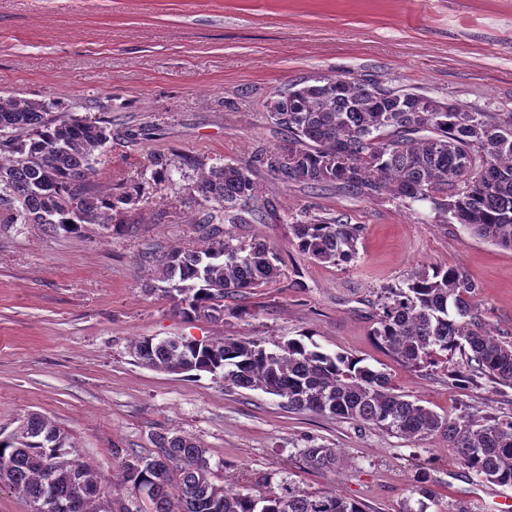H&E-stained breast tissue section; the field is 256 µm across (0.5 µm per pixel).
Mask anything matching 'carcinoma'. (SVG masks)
Listing matches in <instances>:
<instances>
[{
	"label": "carcinoma",
	"instance_id": "1",
	"mask_svg": "<svg viewBox=\"0 0 512 512\" xmlns=\"http://www.w3.org/2000/svg\"><path fill=\"white\" fill-rule=\"evenodd\" d=\"M268 118L288 130V144L264 158L285 183L310 188L336 185L358 197L388 194L424 201L472 236L512 249V111L478 110L414 92L386 88L372 79L321 77L292 86L268 100ZM22 131L19 140L13 132ZM109 140L96 121L50 114L49 104L0 97V221L32 224L50 235L82 234L96 225L123 230L119 216L139 199L141 187L102 194L90 174ZM148 168L158 188L172 182L170 163L152 157ZM184 199L207 207L208 244L172 247L153 257L159 291L187 321L243 316L227 299L252 293L280 277L281 259L265 242L234 244L221 224L262 223L273 210L259 202L251 169L242 163L212 165L183 187ZM297 250L324 264L357 259L361 225L336 219L291 224ZM477 285L458 266L421 270L379 299L376 343L405 367L419 371L439 353L459 354L452 384L479 378L512 388V342L491 335L475 303ZM138 363L172 371L222 374L224 388L273 395L295 412L329 414L418 441L440 434L455 459L486 480L512 486V419L440 415L395 392L388 374L358 357L331 354L302 334L266 347L247 338H189L133 344ZM155 454L124 466L125 481L153 512H364L337 493L313 495L281 478L258 496L232 491L213 480L207 449L183 435H155ZM315 470L336 467V450H302ZM26 498L32 512H112V491L74 451L69 435L48 416L31 412L0 438V485Z\"/></svg>",
	"mask_w": 512,
	"mask_h": 512
}]
</instances>
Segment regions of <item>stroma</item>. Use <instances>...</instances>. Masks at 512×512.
<instances>
[{"label":"stroma","instance_id":"35a3bbf8","mask_svg":"<svg viewBox=\"0 0 512 512\" xmlns=\"http://www.w3.org/2000/svg\"><path fill=\"white\" fill-rule=\"evenodd\" d=\"M320 76L372 78L399 90L476 108L512 110V0H0V96L56 100L77 118L107 121L98 189L142 181L125 232L47 235L0 226V431L37 411L65 431L112 490V512H151L123 484V465L152 455L164 432L207 448L216 483L265 492V477L305 492L336 491L364 512H498L502 487L461 466L437 435L410 441L330 416L294 413L279 397L227 391L222 377L168 374L135 362L142 337L259 341L304 333L329 352L385 371L397 392L438 413L512 418V388H468L447 356L415 372L371 332L383 289L411 273L457 265L477 285L493 335L512 341V250L475 239L428 203L356 197L273 178L262 159L287 143L267 117L279 90ZM152 154L179 163L172 186L143 180ZM250 165L274 210L263 224H224L235 242L269 240L276 282L240 301L243 318L184 321L144 287L150 252L207 242L199 208L178 206L199 168ZM358 224V258L306 259L293 219ZM335 449L334 471L309 468V446ZM425 475L430 497L415 479Z\"/></svg>","mask_w":512,"mask_h":512}]
</instances>
